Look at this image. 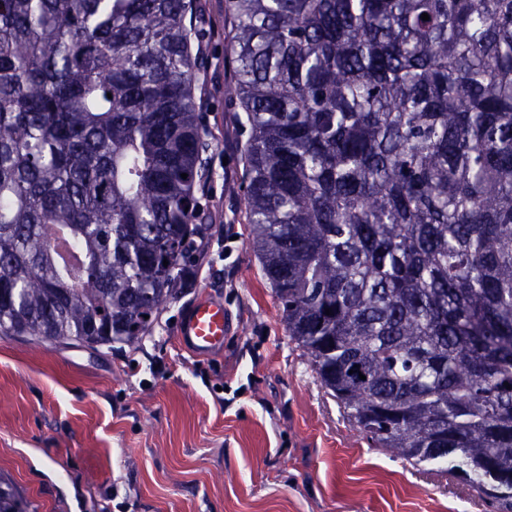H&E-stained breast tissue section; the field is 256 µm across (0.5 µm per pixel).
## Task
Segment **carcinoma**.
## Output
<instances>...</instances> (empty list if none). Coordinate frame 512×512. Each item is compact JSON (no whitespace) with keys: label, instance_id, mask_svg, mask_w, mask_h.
Segmentation results:
<instances>
[{"label":"carcinoma","instance_id":"1","mask_svg":"<svg viewBox=\"0 0 512 512\" xmlns=\"http://www.w3.org/2000/svg\"><path fill=\"white\" fill-rule=\"evenodd\" d=\"M212 41L198 0H0L1 336L132 346L176 300ZM224 71L289 338L378 447L512 512V0H224Z\"/></svg>","mask_w":512,"mask_h":512}]
</instances>
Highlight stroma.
Wrapping results in <instances>:
<instances>
[{"label":"stroma","instance_id":"stroma-1","mask_svg":"<svg viewBox=\"0 0 512 512\" xmlns=\"http://www.w3.org/2000/svg\"><path fill=\"white\" fill-rule=\"evenodd\" d=\"M209 120L207 258L151 331L94 349L0 335V478L27 512H486L446 466L368 442L322 388L224 190L234 116L218 99ZM207 290L230 326L195 357L176 322Z\"/></svg>","mask_w":512,"mask_h":512}]
</instances>
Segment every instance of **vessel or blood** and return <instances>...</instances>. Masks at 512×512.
Wrapping results in <instances>:
<instances>
[{
    "mask_svg": "<svg viewBox=\"0 0 512 512\" xmlns=\"http://www.w3.org/2000/svg\"><path fill=\"white\" fill-rule=\"evenodd\" d=\"M228 329L223 299L206 293L184 313L178 326L177 340L185 352L205 357L223 350Z\"/></svg>",
    "mask_w": 512,
    "mask_h": 512,
    "instance_id": "obj_1",
    "label": "vessel or blood"
}]
</instances>
